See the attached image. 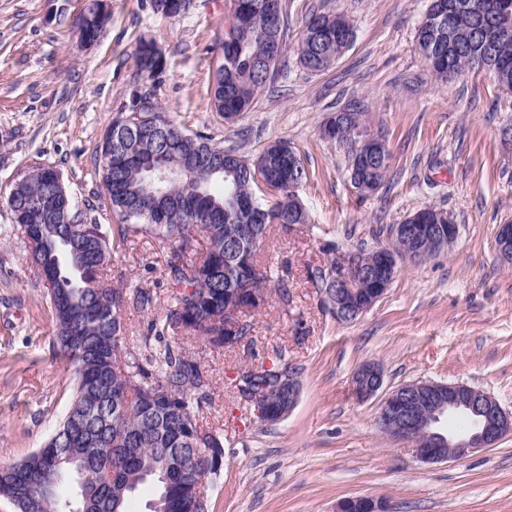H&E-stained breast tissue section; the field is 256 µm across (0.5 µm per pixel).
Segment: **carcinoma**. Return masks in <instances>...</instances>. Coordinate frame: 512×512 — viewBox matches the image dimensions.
Masks as SVG:
<instances>
[{"mask_svg": "<svg viewBox=\"0 0 512 512\" xmlns=\"http://www.w3.org/2000/svg\"><path fill=\"white\" fill-rule=\"evenodd\" d=\"M236 17L226 18L223 62L219 74L224 90L212 104L230 123L255 104L257 93L276 72L260 60L271 54L268 30L277 27L281 44L287 45L285 15L273 17L265 10L268 0H233ZM461 10L453 30L448 25L425 34L416 30L419 51L431 50L437 62L431 77L446 82L467 70L480 69L500 85L512 87V40L504 41L482 23L481 13L497 5L512 11V0H458ZM424 18L448 19V0H430ZM355 28L341 14L313 13L297 41V60L310 73L329 69L351 46ZM155 43L142 40L136 47L137 77L133 90L138 100L121 104L124 125L111 123L99 146L101 181L109 208L122 220L117 237L103 224H30L28 235L43 234L33 265L49 268L55 279L48 285V302L55 321L58 351L73 366L74 386L68 410L40 451L15 463L0 466V497L19 499L36 493L37 481L49 478L50 493L40 501L39 512H125L127 499L150 482L156 490L151 512H209L207 495L194 486L184 487L185 477L168 460L191 459L197 448H208L220 458L212 469L196 474L205 481L221 474L224 438L199 422L202 401L208 399L207 370L191 356L169 344L141 360L123 349L121 310L132 301L143 311L151 308L153 295L140 288L117 291L104 278L112 253L132 235L174 243L179 264L171 265L173 304L163 320H151L155 336L186 329L216 347L224 346V308L227 292L247 282L258 292L273 286L282 300L289 292L274 269L257 259L267 231L276 224L307 221L295 189L275 174L278 157L266 148L251 163L214 144L201 133H189L173 121L155 101L154 88L162 81L167 62L147 63ZM363 113L346 109L331 138L352 140L362 126ZM283 156L296 168L298 181L307 179L301 156L286 142H279ZM367 146H355L349 178L357 176L376 191L385 181L389 157L368 171L359 164ZM163 159L180 171L175 184L177 201L161 197L144 179L143 163ZM26 197L39 198L55 191L43 176V166L26 175ZM243 224L259 225L255 242L245 237ZM203 234L208 246L193 256V241ZM272 377L266 366L245 368L239 384L256 386ZM164 396L151 403L146 392ZM120 454L126 490L112 495V458Z\"/></svg>", "mask_w": 512, "mask_h": 512, "instance_id": "obj_1", "label": "carcinoma"}]
</instances>
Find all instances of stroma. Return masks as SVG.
Listing matches in <instances>:
<instances>
[{
    "instance_id": "obj_1",
    "label": "stroma",
    "mask_w": 512,
    "mask_h": 512,
    "mask_svg": "<svg viewBox=\"0 0 512 512\" xmlns=\"http://www.w3.org/2000/svg\"><path fill=\"white\" fill-rule=\"evenodd\" d=\"M89 0H0V464L40 448L71 400L73 371L53 342L48 285L36 274L7 205L16 180L33 166L55 168L85 222L118 224L96 172L97 147L132 86L134 49L155 41L168 59L156 91L188 132L256 161L275 141L303 158L297 190L308 221L270 228L261 250L290 292L270 293L246 313L251 328L233 348L168 332L207 370L210 398L199 410L224 438L219 478L206 481L210 512H336L370 497L385 512H512V435L458 461H419L411 444L382 433L379 398L361 400L352 378L379 364L384 386L459 382L483 389L512 412V265L495 238L512 220V92L482 72L431 81L415 46L427 0H283L290 49L251 111L226 124L210 102L222 62L217 46L232 0H192L165 18L150 0H110L112 19L84 45L78 19ZM346 16L356 38L326 71L311 74L294 48L310 14ZM365 113L390 154L384 183L357 192L348 179L349 145L323 138L326 119L344 108ZM424 207L447 211L458 226L453 246L406 261L386 294L357 321L328 312L308 272L334 253L389 241V228ZM173 244L151 237L114 253L113 285L149 290L152 312L122 311L124 344L136 350L151 318L163 317ZM283 363L300 384L296 407L275 424L241 401V369Z\"/></svg>"
}]
</instances>
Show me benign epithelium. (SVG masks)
<instances>
[{
  "label": "benign epithelium",
  "instance_id": "1",
  "mask_svg": "<svg viewBox=\"0 0 512 512\" xmlns=\"http://www.w3.org/2000/svg\"><path fill=\"white\" fill-rule=\"evenodd\" d=\"M443 224H396L392 236L406 243L405 250L393 255L394 262H378L372 269L363 266L352 251L338 256L336 269L327 273L328 282L345 283L350 289H336V296L324 302L336 320L355 321L369 311L386 293L401 260L425 259L448 250L457 236V225L441 215ZM496 249L502 261L512 264V221L500 225ZM233 303L226 328L237 331L242 314L259 302L253 289L245 286L231 290ZM353 391L360 399L378 394L384 385L383 371L375 363L363 364L354 374ZM299 383L292 371L280 370L270 387H253L246 397L259 408L266 423L281 420L297 404ZM472 414L461 433L444 434L436 424L450 415ZM379 430L391 438L415 447L417 457L426 463L460 460L481 448L497 444L512 433V413L505 412L484 390L463 383L415 381L403 383L383 398L378 415ZM336 512H383L380 502L369 497H353L341 501Z\"/></svg>",
  "mask_w": 512,
  "mask_h": 512
}]
</instances>
